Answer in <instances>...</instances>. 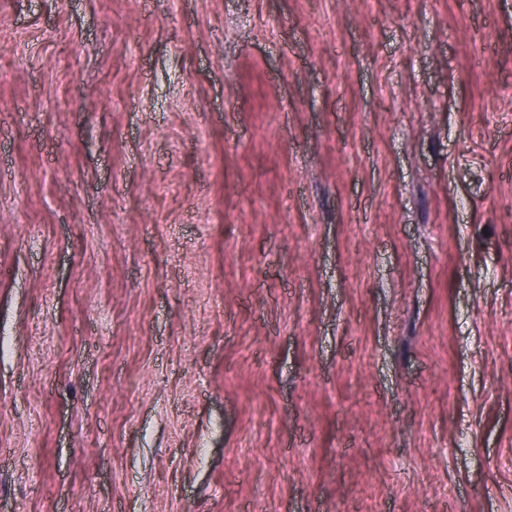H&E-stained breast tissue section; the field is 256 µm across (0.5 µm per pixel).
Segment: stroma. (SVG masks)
<instances>
[{"label":"stroma","mask_w":512,"mask_h":512,"mask_svg":"<svg viewBox=\"0 0 512 512\" xmlns=\"http://www.w3.org/2000/svg\"><path fill=\"white\" fill-rule=\"evenodd\" d=\"M0 512H512V0H0Z\"/></svg>","instance_id":"35a3bbf8"}]
</instances>
